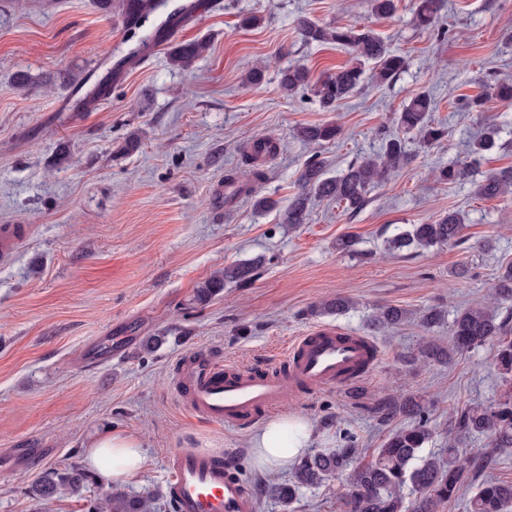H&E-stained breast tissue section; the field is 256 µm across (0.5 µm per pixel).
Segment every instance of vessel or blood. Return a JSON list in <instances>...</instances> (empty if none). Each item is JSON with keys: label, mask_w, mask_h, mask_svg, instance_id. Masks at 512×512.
Here are the masks:
<instances>
[{"label": "vessel or blood", "mask_w": 512, "mask_h": 512, "mask_svg": "<svg viewBox=\"0 0 512 512\" xmlns=\"http://www.w3.org/2000/svg\"><path fill=\"white\" fill-rule=\"evenodd\" d=\"M377 357L370 338L323 327L295 338L276 367L190 351L180 361L175 391L192 417L242 428L278 412L286 395L353 388ZM165 466L176 512H257L251 489L223 457L174 448Z\"/></svg>", "instance_id": "obj_1"}]
</instances>
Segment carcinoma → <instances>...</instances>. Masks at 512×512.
I'll use <instances>...</instances> for the list:
<instances>
[{
  "mask_svg": "<svg viewBox=\"0 0 512 512\" xmlns=\"http://www.w3.org/2000/svg\"><path fill=\"white\" fill-rule=\"evenodd\" d=\"M138 8L127 14V21L137 27L140 22L164 5V0H135ZM438 9V0H417L415 24L422 29L432 27ZM304 41L336 43L349 48L353 61L336 73L316 83L314 92L325 111H333L344 100L359 93L365 82L364 65L373 64L372 78L383 84L391 82L406 70V59L390 50L386 42L370 29L354 25L322 27L307 19L299 22ZM207 49L204 41L180 43L172 46L169 60L179 68L189 67ZM309 74L302 67H290L283 72L281 87L293 95L308 83ZM489 94L512 102V82L495 81L488 84ZM433 111L431 97L414 94L402 109L395 113L394 123L405 133L417 132L426 143L440 140L445 131L429 120ZM341 135V128L333 124L304 127L299 136L311 142L331 141ZM410 156L399 137L385 139L382 150L351 164L345 173L329 177L322 164L316 160L307 164L300 175L303 192L284 211V222L302 224L306 219L308 195L314 194L342 203L352 211L362 209L370 190L382 183L388 175L409 162ZM473 175L468 165H448L440 168L436 177L440 181L455 183ZM475 194L492 199L512 193V169L490 173L481 179L471 180ZM465 224L462 213L454 210L442 215L432 224H413L411 228L389 237L385 248L398 252L415 245L429 249L455 244ZM258 262L244 260L224 267V270L199 284L193 301L206 304L224 288V283L248 282ZM498 301L496 306H472L458 311L452 322V336L446 347L427 345L422 356L450 362L455 356L482 345H490L493 358L506 381L512 380V265L499 273L493 287ZM351 301L338 297L312 309L317 314L340 313L348 309ZM409 312L396 306L378 309L375 322L392 327L407 319ZM376 414L383 422H390L399 415L411 419L410 424L392 430L381 447L376 449L373 460H359L360 448L348 439L342 448H327L306 454L297 463L291 480L271 485V490L281 503L288 505L297 500L301 489L314 487L340 476L344 478L349 494L345 512H438L444 503L456 497L465 481V469L456 460L457 449L453 437H448V458L418 457V453L433 438L426 411L413 402H400L383 398L376 407ZM449 433H481L493 440V447L479 454L476 467L483 466L495 450L512 448V392L494 406H473L454 420ZM91 474L73 465L48 472L32 487V494L50 501L58 493L80 492ZM411 488L419 494L410 506L406 505L404 490ZM91 512H154V499L149 496L130 495L114 490L107 493ZM467 512H512V482L486 479L478 484L467 503Z\"/></svg>",
  "mask_w": 512,
  "mask_h": 512,
  "instance_id": "obj_1",
  "label": "carcinoma"
}]
</instances>
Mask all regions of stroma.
Wrapping results in <instances>:
<instances>
[{
  "label": "stroma",
  "instance_id": "1",
  "mask_svg": "<svg viewBox=\"0 0 512 512\" xmlns=\"http://www.w3.org/2000/svg\"><path fill=\"white\" fill-rule=\"evenodd\" d=\"M188 1L195 9L176 40H204L208 48L179 70L160 47L115 68L136 44L121 0L108 14L97 0H0V225L26 229L0 261V512H89L110 483L89 481L80 494L48 504L31 488L50 469L83 464L92 440L111 431L142 440L145 466L122 487L154 496L155 512H170L165 457L172 448L232 457L258 512H342L343 479L302 489L282 505L269 483L293 472L271 476L255 466L252 427L220 429L184 412L173 384L179 360L194 349L275 364L292 338L322 326L371 337L380 357L358 393L291 395L281 410L311 422L312 447L335 448L354 435L366 461L391 427L375 413L382 397L410 396L424 407L437 434L422 456L445 455L453 443L465 462L490 440L449 439L457 414L493 405L511 388L489 347L448 364L417 352L429 342L447 345L456 312L491 302L501 267L512 264V194L482 199L469 182L434 175L468 162L469 141L488 125L498 135L478 172L512 167V104L486 93L493 79L512 82V0H441L432 33L416 26L414 0H397L388 18L373 14L368 0H169L143 33ZM247 16L257 24L243 26ZM303 17L374 30L406 57V72L323 111L313 85L351 54L304 42ZM291 66L307 69L311 83L290 96L280 80ZM253 67L263 79L245 84ZM20 71L29 76L23 87L15 81ZM107 74V100H89ZM420 91L434 101L442 140L429 145L406 134L409 163L373 188L362 209L314 197L305 223L282 221L310 159L336 176L379 152L395 112ZM477 95L482 107L469 109ZM328 123L341 127L337 140L307 144L296 136ZM132 135L139 146L128 153ZM263 138L279 149L253 162L245 147ZM229 175L241 192L226 188ZM260 197L277 209L255 210ZM451 210L466 214L459 243L386 252L388 237ZM347 237L354 251L339 249ZM255 258L249 283L225 284L209 303L194 302L196 287L216 271ZM339 295L353 308L313 314ZM387 305L415 316L374 329L373 316ZM429 306L445 313L431 328L417 317ZM158 335L164 344L143 350V339ZM466 476L459 499L439 512H465L486 477L512 482V448Z\"/></svg>",
  "mask_w": 512,
  "mask_h": 512
}]
</instances>
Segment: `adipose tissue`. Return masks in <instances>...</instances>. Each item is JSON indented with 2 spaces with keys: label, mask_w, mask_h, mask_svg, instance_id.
<instances>
[{
  "label": "adipose tissue",
  "mask_w": 512,
  "mask_h": 512,
  "mask_svg": "<svg viewBox=\"0 0 512 512\" xmlns=\"http://www.w3.org/2000/svg\"><path fill=\"white\" fill-rule=\"evenodd\" d=\"M310 439L309 421L287 415L253 432L250 449L260 470L277 472L306 454ZM85 462L104 479L125 481L137 475L144 466L143 444L140 439L130 435L108 433L99 437L89 448Z\"/></svg>",
  "instance_id": "1"
}]
</instances>
